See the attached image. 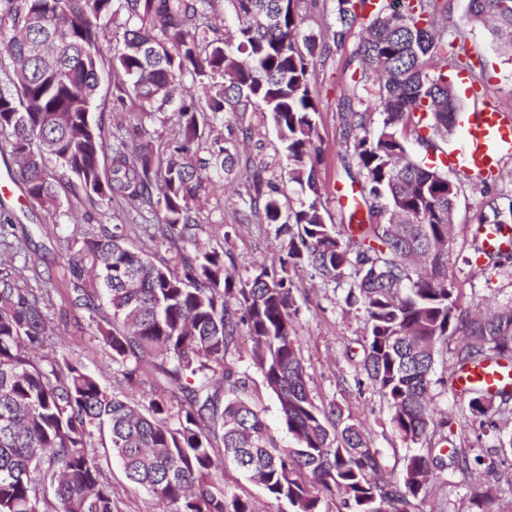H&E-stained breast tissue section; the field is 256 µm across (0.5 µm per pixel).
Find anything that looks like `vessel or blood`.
Masks as SVG:
<instances>
[{"label": "vessel or blood", "instance_id": "obj_1", "mask_svg": "<svg viewBox=\"0 0 512 512\" xmlns=\"http://www.w3.org/2000/svg\"><path fill=\"white\" fill-rule=\"evenodd\" d=\"M467 135L470 150L465 157L444 156L448 169L462 170L475 177L492 180L504 160L512 158V116L506 110L488 106L475 112L469 122ZM483 254L512 251V235L496 227L487 228L482 239ZM458 391L478 386L490 393L512 389V362L490 361L479 367L459 373L454 378Z\"/></svg>", "mask_w": 512, "mask_h": 512}]
</instances>
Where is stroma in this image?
<instances>
[{"label":"stroma","instance_id":"35a3bbf8","mask_svg":"<svg viewBox=\"0 0 512 512\" xmlns=\"http://www.w3.org/2000/svg\"><path fill=\"white\" fill-rule=\"evenodd\" d=\"M360 33V27H353L338 49L320 58L309 83L318 108L317 169L321 183L327 187L322 198L324 215L327 223L339 228L348 224L350 213L338 202L335 189L352 185L345 171L349 158L341 112L352 84L353 56ZM468 44L475 56L488 64L492 80L487 103L512 110V62L503 61L490 31L482 25L470 26ZM95 115L101 118L105 133L120 128L133 140L144 131L160 146L174 138L179 125L178 113L144 112L120 100L117 82L113 79L103 81ZM243 124L250 126L252 140L239 144L241 158L261 156L267 178L279 179L287 161L268 114L251 112L241 122L233 113H225L222 129L225 139H235ZM248 176V170L243 169L231 187H207L201 191L196 204L199 241L229 252L227 267L243 277L252 271L256 261L273 258L278 244L276 225L257 216L244 222L237 213L239 197L246 194L249 187ZM448 177L460 186L454 235L448 245L449 287L464 306L494 307L512 303V253L501 255L496 261L485 260L479 274L473 273L470 265L478 229L475 215L484 210L490 197H512V159L506 162L497 180L487 184L459 170L449 172ZM60 201V208L51 215L31 203L23 191L5 197L0 195V215L8 214L13 222L24 225L27 232L25 255H13L11 248L0 244V258L13 260L29 287L51 289L54 307L50 318L58 342L104 385L115 388L122 375L113 366L108 349L96 338L88 311L74 302L68 286V261L77 250V240L98 231L100 226L112 224L128 225L130 244L144 249L154 260L170 259L172 251L168 244L148 239L135 208H94L81 190L69 188L61 191ZM292 280L299 309L296 331L313 395L320 401H336L344 414L361 421L373 447L384 452L388 467L402 470L404 458L412 449L392 434L380 394L368 381L360 380L354 370V360L362 354L365 335L363 310L345 305V285L322 281L313 277L308 269L293 270ZM453 370L449 348L440 347L432 376L435 413L447 418L450 441L457 444L465 439L482 449L486 463L479 466L477 480L494 485L500 504L506 512H512V461L503 458L497 450L499 440L512 437V402L494 414L493 426L480 428V415L471 412L467 401L456 397L451 390L449 380ZM107 475L121 512H161L158 503L144 488L125 478L119 463H112ZM469 486V481L460 473L445 471L432 483L427 499L419 505L420 512H429L435 502L443 503L445 512H468Z\"/></svg>","mask_w":512,"mask_h":512}]
</instances>
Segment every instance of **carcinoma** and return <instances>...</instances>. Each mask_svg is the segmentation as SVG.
<instances>
[{"label": "carcinoma", "instance_id": "carcinoma-1", "mask_svg": "<svg viewBox=\"0 0 512 512\" xmlns=\"http://www.w3.org/2000/svg\"><path fill=\"white\" fill-rule=\"evenodd\" d=\"M233 40L214 37L216 0H0L3 51L12 77L0 85V133L8 137L14 179L48 212L59 187L81 188L91 206L146 207L158 216L153 238L177 248L175 266L154 263L126 245L114 224L85 237L69 262L75 301L89 311L98 339L130 386L150 372L170 390L132 401L108 389L55 343L51 295L19 282L0 261V512H119L104 462L119 461L164 512H260L224 485L233 463L291 512H415L433 471L465 475L484 463L478 448L443 451L428 401L439 344L452 336L460 371L512 359V305L481 312L458 304L448 287V244L459 186L448 168L413 159L408 140L429 150L457 123L459 101L448 71H473L466 32L439 24L446 0H405L391 20L389 0H333V43L302 28L299 0H224ZM373 16L355 52L341 120L353 181H363L348 231L326 223L315 167L318 109L309 72L340 46L367 5ZM467 21L489 23L512 57V0H468ZM121 37L109 59L102 42ZM145 111L176 104L182 122L164 154L145 136L108 140L93 106L103 71ZM197 92L176 98L183 79ZM261 110L287 158L282 186L253 166L242 219L279 225L278 257L237 278L224 253L196 241L195 201L204 182L237 171L235 145L214 137L224 113ZM379 113L371 132V114ZM206 146L207 157L197 156ZM55 162L49 168L47 161ZM297 187L308 201L284 211ZM478 224H512V201L487 202ZM193 245L187 250L183 244ZM309 266L346 282L345 303L365 313L356 362L386 402L391 431L425 450L400 474L386 472L367 429L336 402H316L294 319L290 268ZM102 286L112 320L85 280ZM251 340L250 365L278 402L289 444L278 443L251 401L253 377L226 360L240 327ZM482 416L494 398L468 390ZM104 454H99V449ZM497 490L474 500L500 512Z\"/></svg>", "mask_w": 512, "mask_h": 512}]
</instances>
